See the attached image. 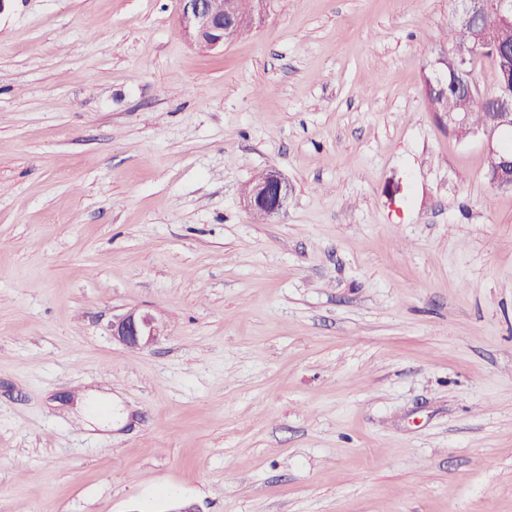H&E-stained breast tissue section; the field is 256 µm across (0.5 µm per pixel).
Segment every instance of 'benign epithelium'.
<instances>
[{
    "label": "benign epithelium",
    "instance_id": "benign-epithelium-1",
    "mask_svg": "<svg viewBox=\"0 0 512 512\" xmlns=\"http://www.w3.org/2000/svg\"><path fill=\"white\" fill-rule=\"evenodd\" d=\"M179 18L191 41L210 51H221L243 31L267 13L271 0H178ZM463 26L472 32L487 28L489 16H497L502 30L512 29V0H456ZM512 131V103L503 100L488 113L479 127L487 157L496 159L489 171L490 182L500 189H512V152L503 149L499 136ZM288 198V182L280 172L270 170L253 182L244 193L247 210L261 209L267 217L280 214ZM161 317L141 309H131L112 320V338L129 348L153 344L163 335Z\"/></svg>",
    "mask_w": 512,
    "mask_h": 512
}]
</instances>
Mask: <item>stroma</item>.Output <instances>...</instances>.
I'll return each instance as SVG.
<instances>
[{
	"label": "stroma",
	"mask_w": 512,
	"mask_h": 512,
	"mask_svg": "<svg viewBox=\"0 0 512 512\" xmlns=\"http://www.w3.org/2000/svg\"><path fill=\"white\" fill-rule=\"evenodd\" d=\"M455 7L274 0L206 52L177 0H9L0 512H512V192L423 94ZM288 198V183L280 172L270 170L254 181L244 193L243 203L247 210L261 209L268 218L279 215ZM165 323L148 310L131 309L112 320V338L129 348L153 344L163 335Z\"/></svg>",
	"instance_id": "1"
}]
</instances>
